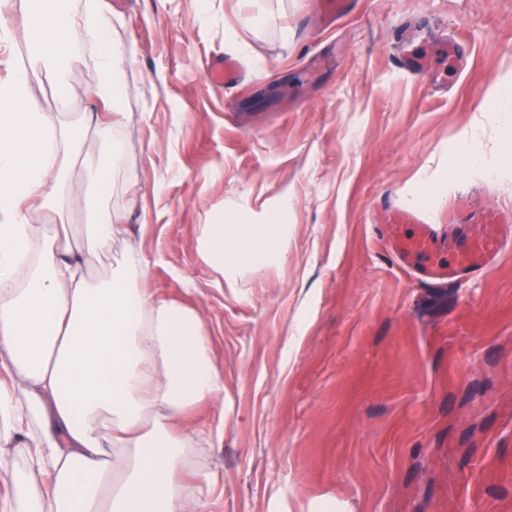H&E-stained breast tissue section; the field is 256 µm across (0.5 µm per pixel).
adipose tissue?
<instances>
[{"label": "adipose tissue", "mask_w": 512, "mask_h": 512, "mask_svg": "<svg viewBox=\"0 0 512 512\" xmlns=\"http://www.w3.org/2000/svg\"><path fill=\"white\" fill-rule=\"evenodd\" d=\"M11 5L0 0V44L25 36L56 84L60 61L80 48L96 74L91 97L122 127L106 0H84L80 23L60 0H39L18 29L3 20ZM79 144V128L46 111L27 68L12 66L0 81V473L10 487L0 512H205L201 488L175 472L223 430L173 428L178 414L224 398L199 313L148 288L149 262L134 250L92 283L89 262L122 234L118 218L82 234L33 222L55 209ZM287 222L283 207L264 224L205 225L202 258L232 276L279 262Z\"/></svg>", "instance_id": "1"}]
</instances>
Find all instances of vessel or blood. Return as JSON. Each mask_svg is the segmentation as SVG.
<instances>
[{
	"mask_svg": "<svg viewBox=\"0 0 512 512\" xmlns=\"http://www.w3.org/2000/svg\"><path fill=\"white\" fill-rule=\"evenodd\" d=\"M357 5L358 0H318L320 13L330 23L352 14ZM207 79L212 86L222 90L238 86L237 62L229 57H214L208 67ZM479 222L482 226L479 235L454 252H440L430 235L425 233L399 239L394 252L403 261L411 257L419 259L423 275L444 284L486 273L496 265L505 248L502 220L498 214L489 212L482 214Z\"/></svg>",
	"mask_w": 512,
	"mask_h": 512,
	"instance_id": "b4317fda",
	"label": "vessel or blood"
}]
</instances>
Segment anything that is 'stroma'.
Returning <instances> with one entry per match:
<instances>
[{
    "mask_svg": "<svg viewBox=\"0 0 512 512\" xmlns=\"http://www.w3.org/2000/svg\"><path fill=\"white\" fill-rule=\"evenodd\" d=\"M274 17L259 27V13ZM124 50L119 132L86 152L124 154L105 209L150 284L197 309L224 404L186 429L224 438L175 473L216 476L207 512H512V0H361L335 27L317 0H112ZM289 38H282L281 28ZM461 46L456 73L448 44ZM242 66L231 93L206 70ZM75 96L43 74V107L76 121L105 108L94 72L61 62ZM465 244L499 212L505 250L478 278L439 286L397 265L381 197ZM288 201L284 258L230 277L206 265L204 225L258 224Z\"/></svg>",
    "mask_w": 512,
    "mask_h": 512,
    "instance_id": "35a3bbf8",
    "label": "stroma"
}]
</instances>
